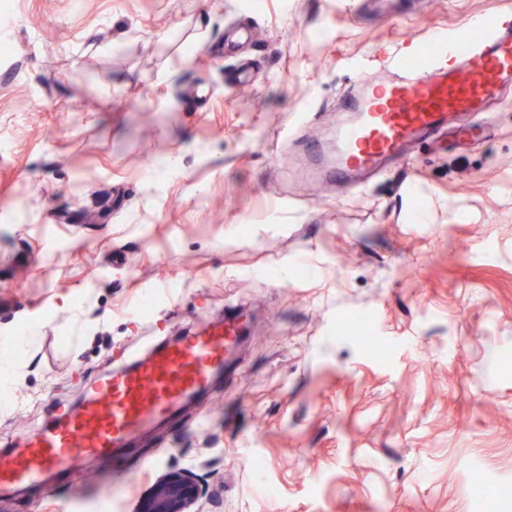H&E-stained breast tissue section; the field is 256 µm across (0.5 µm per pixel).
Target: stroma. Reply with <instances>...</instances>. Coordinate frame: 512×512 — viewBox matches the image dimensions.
Returning a JSON list of instances; mask_svg holds the SVG:
<instances>
[{"instance_id": "stroma-1", "label": "stroma", "mask_w": 512, "mask_h": 512, "mask_svg": "<svg viewBox=\"0 0 512 512\" xmlns=\"http://www.w3.org/2000/svg\"><path fill=\"white\" fill-rule=\"evenodd\" d=\"M509 7L0 0V350L32 335L0 369V455L78 405L150 315L160 336L254 318L170 426L0 512H60L73 483L139 512L177 469L204 482L193 512H512V93L479 139L420 142L341 200L307 155L355 65ZM239 59L245 89L225 84Z\"/></svg>"}]
</instances>
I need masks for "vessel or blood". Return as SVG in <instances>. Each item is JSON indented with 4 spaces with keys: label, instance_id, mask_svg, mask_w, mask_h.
Wrapping results in <instances>:
<instances>
[{
    "label": "vessel or blood",
    "instance_id": "1",
    "mask_svg": "<svg viewBox=\"0 0 512 512\" xmlns=\"http://www.w3.org/2000/svg\"><path fill=\"white\" fill-rule=\"evenodd\" d=\"M435 60L415 63L390 52L379 75L359 77L339 106L327 165L337 183L352 187L361 173H381L406 160L412 143L455 127L459 115L485 114L512 88V24L497 23L477 38L448 46L434 41ZM459 138L481 125L455 127ZM244 314L204 331L161 339L128 359L88 392L76 410L33 431L24 451L0 467V490L39 486L68 473L75 460L119 456L133 442L178 415L210 385L241 343Z\"/></svg>",
    "mask_w": 512,
    "mask_h": 512
}]
</instances>
